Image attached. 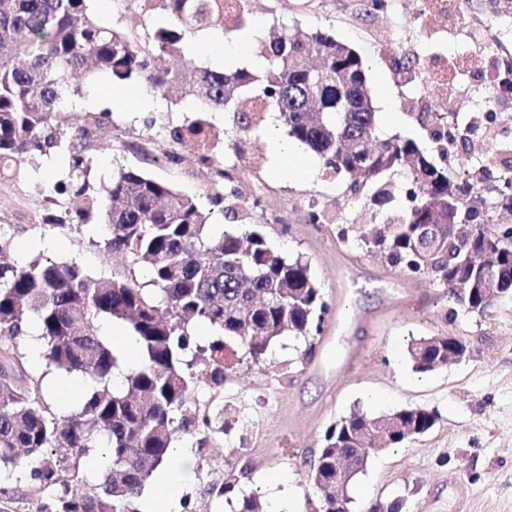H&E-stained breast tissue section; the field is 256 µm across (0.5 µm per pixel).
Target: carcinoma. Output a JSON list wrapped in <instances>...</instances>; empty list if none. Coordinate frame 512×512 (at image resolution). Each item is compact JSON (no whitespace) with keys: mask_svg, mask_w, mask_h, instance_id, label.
Here are the masks:
<instances>
[{"mask_svg":"<svg viewBox=\"0 0 512 512\" xmlns=\"http://www.w3.org/2000/svg\"><path fill=\"white\" fill-rule=\"evenodd\" d=\"M92 0H0V181H22L35 155L68 154L64 180L79 198L84 221L97 214L104 224L99 245L145 268L153 289L133 277H97L74 260L41 255L26 264L0 248V466L15 467L20 455L34 460L31 479L45 488L57 483L53 450L82 456L102 447L108 457L94 488L75 486L40 502L35 512H135L134 504L156 470L171 458L177 435L200 429L224 431V410L199 408V377L224 389L234 363L255 365L284 336L303 338L308 361L328 306L302 260L290 259L257 229L243 237L211 234V213L171 185L142 172L121 169L95 188L86 180V149L103 122L98 116L63 129L56 121L71 75L107 74L115 85L154 96L177 90L233 113L245 138L265 130L266 114L279 113L290 139L314 153L325 172L349 180L356 196L384 209L395 198L388 172L409 177V209L384 224L360 231L388 264L407 273L431 275L465 310L490 307L484 277L474 263L496 265L500 295L512 294V226L491 227L488 213L472 205V192L487 171L460 158L459 173L437 165L410 139H382L373 94L361 55L321 30L280 27L271 40L255 39L262 75L245 67H201L186 53L200 32L237 36L253 28L248 0H153L159 25L146 44L132 32L102 24ZM390 65L401 73L415 61L399 46ZM171 141L195 151L211 169L215 203L228 198L222 215H237L239 191L218 151L220 130L205 119L175 127ZM107 320L126 327L139 362L126 368L125 388L112 387L121 369L111 341L91 332ZM38 327L46 366L60 375L91 380L72 409L67 394L54 407L44 376L25 369L17 348ZM194 324L219 335L202 340ZM413 368L427 373L448 360V337L429 336L408 345ZM434 411L406 407L382 419L352 412L328 426L321 467L309 475L319 512H348L347 486L336 488V458H353L359 474L370 448H395L427 432Z\"/></svg>","mask_w":512,"mask_h":512,"instance_id":"cac0c4a2","label":"carcinoma"}]
</instances>
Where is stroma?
Returning <instances> with one entry per match:
<instances>
[{
    "instance_id": "obj_1",
    "label": "stroma",
    "mask_w": 512,
    "mask_h": 512,
    "mask_svg": "<svg viewBox=\"0 0 512 512\" xmlns=\"http://www.w3.org/2000/svg\"><path fill=\"white\" fill-rule=\"evenodd\" d=\"M253 2L257 36L284 23L302 31H326L359 52L374 99L387 91L393 95L392 110L376 114L382 137L414 140L451 169L462 152L480 154L492 141L512 153V109L499 110L495 121L443 154L430 125L420 118V104H405L406 89L379 58L380 45L398 42L422 60L467 45L464 33L457 31L422 37L416 21L419 0H406L404 13L397 16L365 13L361 0ZM94 7L104 23L140 38L155 28L152 19L141 16L137 0H95ZM469 9L488 26L502 55L512 58V16L495 13L490 0H470ZM107 84L103 77L77 78L59 115L63 124L73 126L90 111L112 128L108 145L94 142L86 151L89 182L97 187L118 169H137L210 209L214 187L208 169L190 154H180L175 163L165 156L170 130L201 115L199 104L173 95L158 110H110L99 99ZM204 115L224 133V163L241 195L238 219H224L214 224V231L239 236L253 226L282 254L302 258L329 312L309 363H298L301 343L286 337L262 365H238L223 391L201 388V407H223L230 427L222 433L178 436L177 447L194 460V474L172 512H239L243 498L251 494L260 496L267 512H275L280 497L270 479L276 475L287 478L301 512H314L307 473L326 427L354 410L379 415L403 407L434 410V427L369 459L348 487L350 512L396 501L402 502L403 512H512V294L498 298L482 314L457 309L430 278L388 266L356 239L359 225L385 223L386 215L351 198L343 179L326 176L318 162L305 175H274L262 139L248 145V163H237L232 115L220 110ZM33 163L38 167L33 177L17 184L0 182V217L30 211L38 220L12 232L13 259L21 264L38 255L75 259L98 276L133 274L147 282L145 271L132 269L125 256L94 247L98 221L63 229L49 225V217L73 203L65 195L57 203L48 201L62 170L60 161L37 156ZM312 205L326 212L327 223H309ZM423 336L458 337L467 356L416 373L406 349L411 339ZM29 464L24 458L18 466L0 470V487L7 491L0 498V512H33L48 493L64 492L76 473L86 487H95L106 461L98 448L78 462L70 451L60 450V479L50 490L30 478ZM228 468L245 470L247 476L233 493L216 495Z\"/></svg>"
}]
</instances>
